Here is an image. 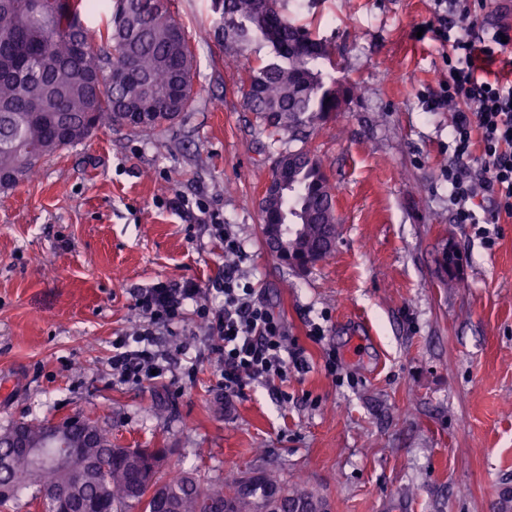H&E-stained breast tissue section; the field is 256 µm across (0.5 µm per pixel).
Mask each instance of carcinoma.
Segmentation results:
<instances>
[{"label": "carcinoma", "instance_id": "carcinoma-1", "mask_svg": "<svg viewBox=\"0 0 512 512\" xmlns=\"http://www.w3.org/2000/svg\"><path fill=\"white\" fill-rule=\"evenodd\" d=\"M225 50L255 39L273 58L241 80L247 111L262 130L305 142L319 115L339 109L343 90L325 81L326 45L284 17L279 0H212ZM95 0H0V190L29 179L46 156L88 139L98 127L150 128L172 122L192 106L194 54L167 0H117L110 24L95 33L82 16ZM270 178L288 181L293 195L261 198L263 233L270 224H298L285 248L293 259L332 252L337 225L329 179L306 147L285 148ZM95 441L61 474L55 452L43 448L37 470L20 460L0 468V503L27 485L31 503L52 512L43 492L56 490L101 512L128 503L143 512H329L326 499L290 489L264 469L228 481H205L188 471L159 476L167 449L151 454L112 447V435L92 421Z\"/></svg>", "mask_w": 512, "mask_h": 512}]
</instances>
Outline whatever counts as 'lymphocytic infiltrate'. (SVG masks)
Segmentation results:
<instances>
[{"label":"lymphocytic infiltrate","mask_w":512,"mask_h":512,"mask_svg":"<svg viewBox=\"0 0 512 512\" xmlns=\"http://www.w3.org/2000/svg\"><path fill=\"white\" fill-rule=\"evenodd\" d=\"M448 19L440 30L448 42V79L429 103L430 110L454 106L449 159L445 177L448 204L457 224H496L512 219V80L480 75V65L506 57L512 64V27L499 25L477 31L487 0H436ZM485 193L490 209L477 212L474 199ZM224 303L220 308L205 304V289L192 280L173 288L163 283L141 289L134 306L146 318L129 348L130 339L112 341V368L120 379L135 385L150 381L158 368L154 349L155 329L179 320L186 302L196 304L205 320L224 344L221 377L225 392L243 393L251 382L286 379L289 367H301V348L288 340L284 321L255 297L236 267L224 269V279L214 286Z\"/></svg>","instance_id":"obj_1"}]
</instances>
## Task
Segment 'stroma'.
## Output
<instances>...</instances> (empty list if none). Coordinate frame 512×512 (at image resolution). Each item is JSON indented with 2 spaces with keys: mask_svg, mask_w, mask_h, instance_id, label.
Returning <instances> with one entry per match:
<instances>
[{
  "mask_svg": "<svg viewBox=\"0 0 512 512\" xmlns=\"http://www.w3.org/2000/svg\"><path fill=\"white\" fill-rule=\"evenodd\" d=\"M281 2L327 44L347 88L309 130L334 251L298 270L265 244L259 201L282 145L246 110L238 78L270 47L226 53L211 0H170L195 55L190 111L99 128L0 191V433L90 414L113 447L167 449L164 473L261 466L330 512H512V219L452 221V111L422 98L448 78L435 2ZM197 198L223 214L241 274L304 350L281 390L225 394L218 339L192 312L157 338L161 378L134 385L112 370L113 338L141 319L134 289L205 288L224 271L212 224L182 209ZM451 248L454 277L441 267Z\"/></svg>",
  "mask_w": 512,
  "mask_h": 512,
  "instance_id": "stroma-1",
  "label": "stroma"
}]
</instances>
